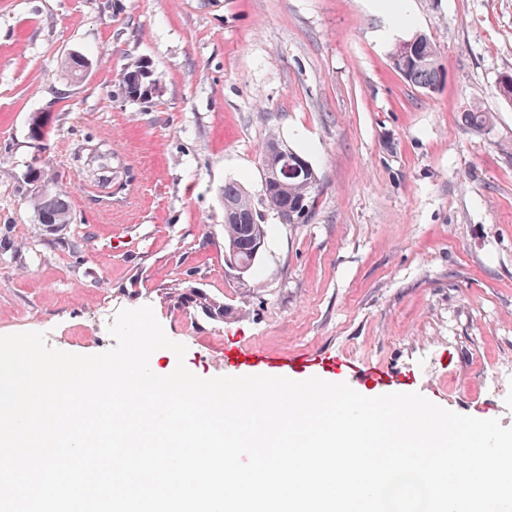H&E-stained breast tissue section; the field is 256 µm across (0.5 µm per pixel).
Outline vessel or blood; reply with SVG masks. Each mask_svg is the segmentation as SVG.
I'll list each match as a JSON object with an SVG mask.
<instances>
[{
    "mask_svg": "<svg viewBox=\"0 0 512 512\" xmlns=\"http://www.w3.org/2000/svg\"><path fill=\"white\" fill-rule=\"evenodd\" d=\"M249 361L268 370H289L297 374L307 372L310 368L315 367L326 373L341 376L359 387L374 383L401 389L408 386L410 380L409 375L390 371L380 364L359 361L339 355H322L315 361L302 358L282 362L243 348L225 347L224 363L226 366L233 368Z\"/></svg>",
    "mask_w": 512,
    "mask_h": 512,
    "instance_id": "1",
    "label": "vessel or blood"
}]
</instances>
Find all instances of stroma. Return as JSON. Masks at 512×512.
Here are the masks:
<instances>
[{"instance_id": "35a3bbf8", "label": "stroma", "mask_w": 512, "mask_h": 512, "mask_svg": "<svg viewBox=\"0 0 512 512\" xmlns=\"http://www.w3.org/2000/svg\"><path fill=\"white\" fill-rule=\"evenodd\" d=\"M0 0V335L45 334L92 355L113 312L152 306L187 351L224 375V346L271 358L339 353L407 373L433 403L512 426V0ZM421 33L445 75L426 92L393 69ZM85 55L84 77L60 68ZM136 59L161 75L132 101ZM492 113L482 131L459 109ZM69 188L77 253L38 236L25 167L34 113ZM276 134L322 178L304 224L263 212L265 245L242 287L224 261L219 189L261 181ZM118 168L99 179L98 145ZM196 289L219 319L177 303Z\"/></svg>"}]
</instances>
